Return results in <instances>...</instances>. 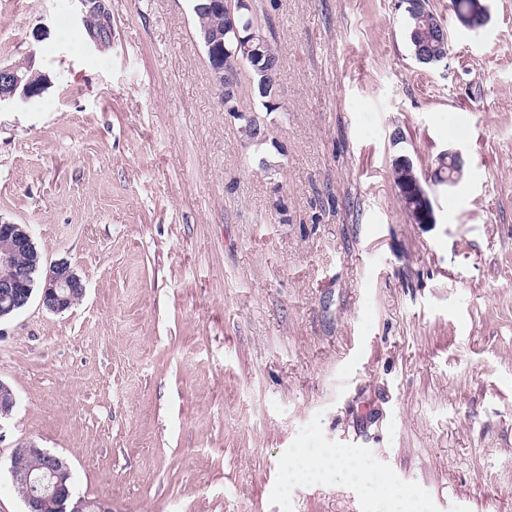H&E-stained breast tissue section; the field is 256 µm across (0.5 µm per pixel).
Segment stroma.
Returning <instances> with one entry per match:
<instances>
[{
    "instance_id": "stroma-1",
    "label": "stroma",
    "mask_w": 512,
    "mask_h": 512,
    "mask_svg": "<svg viewBox=\"0 0 512 512\" xmlns=\"http://www.w3.org/2000/svg\"><path fill=\"white\" fill-rule=\"evenodd\" d=\"M0 0V220L85 286L0 322V512H25L17 443L67 460L112 512H512V0L412 55L401 0H252L280 51V110L250 144L224 111L190 0ZM460 150L454 188L435 184ZM408 156L436 221L391 177ZM273 161L264 173L259 158ZM315 448L353 479L312 478ZM31 65V62H15L0 66V105L2 101H10L15 97L31 99L42 88L33 83L32 77H27ZM338 454L339 452L337 450L334 451L332 448H323L316 456L315 467L317 470L315 475L317 477L323 476L328 466L332 463V460L336 461V469L356 474L357 471L354 469L353 459L351 457ZM377 483L380 487L382 497L389 503L400 507V511H387V512H419L416 510L415 504L407 500L406 494L391 477L378 478Z\"/></svg>"
}]
</instances>
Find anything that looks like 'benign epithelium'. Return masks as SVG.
<instances>
[{
    "instance_id": "1",
    "label": "benign epithelium",
    "mask_w": 512,
    "mask_h": 512,
    "mask_svg": "<svg viewBox=\"0 0 512 512\" xmlns=\"http://www.w3.org/2000/svg\"><path fill=\"white\" fill-rule=\"evenodd\" d=\"M244 7H250L249 0H207L205 9L234 21V14ZM222 27L217 26L205 34L207 45L211 48L212 77L216 79L220 105L226 110L238 108V81L224 76L219 67L216 48L222 46ZM447 40L444 31H438L434 44L426 59L439 63L448 57ZM31 69L29 62H15L0 66V102L10 101L16 97L22 100L33 98L41 86L28 77ZM26 254L31 257L27 263L18 262V256ZM44 278L40 294V304L50 312H63L74 302L82 298L84 286L80 277L66 262H59L42 274L38 264V251L32 233L27 224H13L0 221V320L9 318L24 309L30 302L34 287L39 278ZM15 396L9 386L0 382V419L8 417L14 406ZM12 458L36 459L39 461L40 474L30 470L11 468L13 482L28 488L23 498L25 512H42L45 499L53 498L58 503L59 512H86L89 502L72 495L65 486L64 476L70 474L68 463L63 458L27 441L17 444L12 451Z\"/></svg>"
}]
</instances>
